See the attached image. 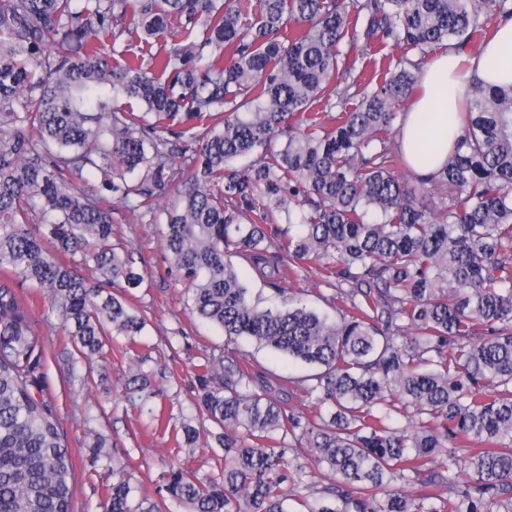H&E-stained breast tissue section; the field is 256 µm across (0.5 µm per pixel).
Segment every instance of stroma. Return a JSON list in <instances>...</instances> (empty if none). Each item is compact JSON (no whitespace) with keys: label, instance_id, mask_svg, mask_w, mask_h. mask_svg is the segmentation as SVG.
<instances>
[{"label":"stroma","instance_id":"35a3bbf8","mask_svg":"<svg viewBox=\"0 0 512 512\" xmlns=\"http://www.w3.org/2000/svg\"><path fill=\"white\" fill-rule=\"evenodd\" d=\"M109 206L116 238L141 252L147 262L145 280L132 296L133 306L146 318L138 341L151 352L144 368L154 373V385L164 392L160 402L165 414L177 427L195 416L196 366L204 354L223 347L224 334L195 317L187 291L168 275L162 224L137 220L118 198H111ZM287 288L318 313L337 317L335 289L319 277H297L290 280ZM16 292L40 333L43 354L39 388L52 398L64 439L72 450L73 512H102L103 487L112 481L109 462L114 457L127 458L131 463L136 500H159L164 488L161 476L176 461L174 442L171 435L150 426L146 414L124 400L129 360L117 353L105 362L90 364L80 360L70 337L61 328L59 314L52 312L43 293L27 284L17 286ZM172 363L179 372L174 384L161 377L163 368ZM84 374L89 377L85 383L80 380ZM88 412L96 416L89 425L84 422ZM96 434L108 439V447H93L92 437Z\"/></svg>","mask_w":512,"mask_h":512}]
</instances>
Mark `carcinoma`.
<instances>
[{
	"instance_id": "obj_1",
	"label": "carcinoma",
	"mask_w": 512,
	"mask_h": 512,
	"mask_svg": "<svg viewBox=\"0 0 512 512\" xmlns=\"http://www.w3.org/2000/svg\"><path fill=\"white\" fill-rule=\"evenodd\" d=\"M507 21L512 0H256L251 14L240 0H0V512H72L73 496L13 283L45 291L82 358L128 357L125 399L159 420L127 298L141 259L114 238L110 195L164 222L194 313L224 332L198 364L202 424L172 430L186 456L165 487L184 512H288V488L310 489L307 451L332 483L300 512H512V85L475 79L448 113L460 135L420 178L454 189L436 214L377 151L429 49L455 38L460 54ZM346 39L403 54L377 83ZM217 112L222 128L194 132ZM283 209L298 229L269 223ZM303 261L336 288L339 319L251 299L243 270L283 293ZM243 339L317 368L293 381L310 413ZM213 440L224 468L201 479L191 459ZM129 470L112 462L103 512H168L133 502Z\"/></svg>"
}]
</instances>
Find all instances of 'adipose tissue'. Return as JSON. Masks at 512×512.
<instances>
[{
    "mask_svg": "<svg viewBox=\"0 0 512 512\" xmlns=\"http://www.w3.org/2000/svg\"><path fill=\"white\" fill-rule=\"evenodd\" d=\"M508 86L512 84V21L502 25L483 45L480 53L469 60L466 69H458L447 56L435 58L423 75V94L413 101L408 112L401 148L408 161H415L420 151L421 120H429L431 133L439 141L427 166L436 171L447 161L453 149L457 129L448 125V112L466 97L472 79Z\"/></svg>",
    "mask_w": 512,
    "mask_h": 512,
    "instance_id": "obj_1",
    "label": "adipose tissue"
}]
</instances>
